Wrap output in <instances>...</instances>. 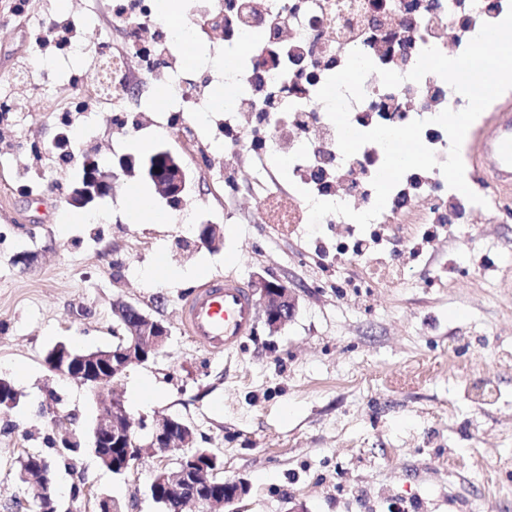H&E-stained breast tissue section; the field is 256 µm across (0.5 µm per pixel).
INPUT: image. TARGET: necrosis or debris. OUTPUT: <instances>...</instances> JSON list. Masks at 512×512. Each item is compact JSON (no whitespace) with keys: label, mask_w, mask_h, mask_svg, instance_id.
<instances>
[{"label":"necrosis or debris","mask_w":512,"mask_h":512,"mask_svg":"<svg viewBox=\"0 0 512 512\" xmlns=\"http://www.w3.org/2000/svg\"><path fill=\"white\" fill-rule=\"evenodd\" d=\"M145 22L130 31L113 14L118 40L101 41L83 80L92 83L102 110L112 112L116 129H124L126 109L143 112V92L163 88L160 111L175 116L174 130L185 146H193L202 113L211 111V97L204 90L226 88L231 102L223 112L233 119L234 135L224 141V168L239 171L244 153H257L261 162L252 173L253 184L266 187L261 198V223L288 230L309 221L307 197L344 202L357 211L375 202L373 177L384 160L382 148L363 145L343 157L337 131L316 95L326 79L346 64L351 50L368 55L379 69L402 74L395 88L384 87L377 73L364 82L365 97L352 104L350 122L360 131L378 125L403 126L425 120L421 137L438 160H445L450 143L434 116L465 106L459 94L438 75L420 82L407 80L420 53L429 47L450 56L460 55L483 23H496L512 8V0H205L204 10L189 9L168 20L153 0H128ZM410 25L408 40L398 33ZM205 30L214 53L239 56V67L223 77L189 70L179 52ZM164 32L165 50L150 73L137 66L140 43ZM307 146L306 159L289 168L293 181L283 187L275 181L268 161ZM428 204L414 210L415 197ZM484 205L471 203L449 188L440 169L408 171L391 191L376 219L381 228L394 224L439 222L449 208H457L458 221L477 224L493 212L506 210L507 202L484 192Z\"/></svg>","instance_id":"4bbe7bcc"}]
</instances>
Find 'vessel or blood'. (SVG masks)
Segmentation results:
<instances>
[{"instance_id":"1","label":"vessel or blood","mask_w":512,"mask_h":512,"mask_svg":"<svg viewBox=\"0 0 512 512\" xmlns=\"http://www.w3.org/2000/svg\"><path fill=\"white\" fill-rule=\"evenodd\" d=\"M495 125L473 138L475 161L492 158L494 191H512V103L500 104ZM182 325L189 338L215 353H230L254 330L257 304L235 276L209 277L182 305Z\"/></svg>"}]
</instances>
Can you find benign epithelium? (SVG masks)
<instances>
[{
    "label": "benign epithelium",
    "mask_w": 512,
    "mask_h": 512,
    "mask_svg": "<svg viewBox=\"0 0 512 512\" xmlns=\"http://www.w3.org/2000/svg\"><path fill=\"white\" fill-rule=\"evenodd\" d=\"M83 176L71 188L69 204L91 210L102 199L112 194L120 175H137L153 183L157 194L170 203L185 201L191 175L183 162L165 149L146 157L122 156L117 162L104 166L98 154L87 152L83 156ZM220 228L204 224L200 228L199 244L208 248L217 245ZM253 288L259 296L265 325L272 332L290 322L297 308L295 289L285 281H270L263 277L254 280ZM120 327L128 344L118 350L81 352L60 342L45 356V365L52 375L62 381H78L94 392L111 387L112 382L133 365L143 364L156 357L165 346L170 330L161 320L140 307L121 302ZM95 455L108 469H113L109 447L119 443L126 446L127 455L119 472L126 474L141 455L151 453L162 458H177V465L156 473L149 491L160 496L171 512H216L223 506L246 495L247 484L239 480H224V486L213 481L210 468L214 454L178 456L183 448L194 446V428L185 421L168 415L155 417L148 424L134 419L121 404L109 403L102 408L90 431ZM50 466L40 469L41 479L35 485V496L45 505L47 512H77V496L70 495L68 506L60 510V502L49 479Z\"/></svg>",
    "instance_id": "obj_1"
}]
</instances>
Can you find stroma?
<instances>
[{"label":"stroma","instance_id":"obj_1","mask_svg":"<svg viewBox=\"0 0 512 512\" xmlns=\"http://www.w3.org/2000/svg\"><path fill=\"white\" fill-rule=\"evenodd\" d=\"M84 25L85 54L67 65L37 67V83L59 87L86 71L101 32L111 27L103 0ZM55 101L29 97V142L50 149L59 131ZM89 145L106 162L167 149L184 156L176 134H159L152 118L115 133L98 116ZM34 167L29 150L13 166L35 170L33 197L3 186L0 171V376L20 392L0 415V512H16L32 488L18 485L19 456L44 452L49 436L88 432L99 404L90 389L56 381L44 364L63 341L79 349L112 345L113 305L135 302L171 330L153 360L135 366L115 389L133 417L172 415L195 430L196 448L215 454L218 477L239 479L248 493L224 512H512V222H492L470 235L442 231L422 243L414 224L398 225L375 252L374 278H392L384 261L395 250L411 276L393 288H362L359 266L336 259V233L298 225L277 234L260 223L261 200L247 185L204 183L183 206L186 224L135 223V192L172 213L151 184L124 176L91 224L70 206L82 169ZM219 225L218 248L196 243L200 222ZM37 254L30 268L18 253ZM244 282L262 276L294 288L297 312L269 332L256 321L233 353L215 354L183 333L184 298L214 275ZM171 459L144 455L117 476L92 450L58 463L50 479L61 492L84 481L92 497L111 496L122 512H163L148 491Z\"/></svg>","mask_w":512,"mask_h":512}]
</instances>
